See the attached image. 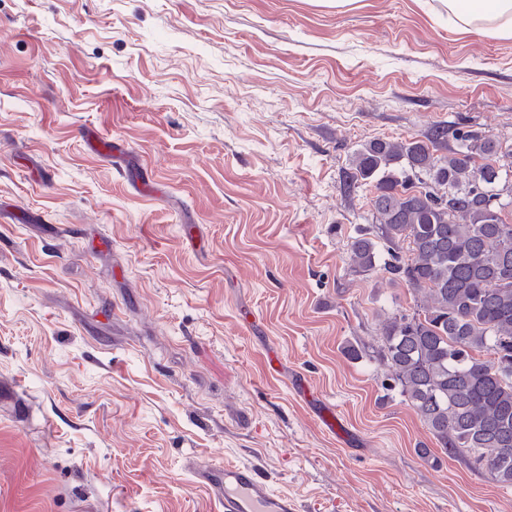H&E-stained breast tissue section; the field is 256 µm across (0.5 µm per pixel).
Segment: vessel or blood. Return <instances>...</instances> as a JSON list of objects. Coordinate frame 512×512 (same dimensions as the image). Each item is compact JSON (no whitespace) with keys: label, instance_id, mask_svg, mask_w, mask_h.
Instances as JSON below:
<instances>
[{"label":"vessel or blood","instance_id":"b4317fda","mask_svg":"<svg viewBox=\"0 0 512 512\" xmlns=\"http://www.w3.org/2000/svg\"><path fill=\"white\" fill-rule=\"evenodd\" d=\"M198 477L218 489L221 512H297L295 500L271 489L259 472L247 464L227 462L199 467Z\"/></svg>","mask_w":512,"mask_h":512}]
</instances>
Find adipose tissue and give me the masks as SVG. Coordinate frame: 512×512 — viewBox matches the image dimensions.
Segmentation results:
<instances>
[{
  "instance_id": "adipose-tissue-1",
  "label": "adipose tissue",
  "mask_w": 512,
  "mask_h": 512,
  "mask_svg": "<svg viewBox=\"0 0 512 512\" xmlns=\"http://www.w3.org/2000/svg\"><path fill=\"white\" fill-rule=\"evenodd\" d=\"M449 26L488 37L512 38V0H442Z\"/></svg>"
}]
</instances>
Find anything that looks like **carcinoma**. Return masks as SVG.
<instances>
[{"mask_svg": "<svg viewBox=\"0 0 512 512\" xmlns=\"http://www.w3.org/2000/svg\"><path fill=\"white\" fill-rule=\"evenodd\" d=\"M436 125L422 139L371 140L349 183L373 184L376 235L350 244L358 273L381 269L423 300L388 316L372 349L450 456L512 487V145ZM408 248H403V244Z\"/></svg>", "mask_w": 512, "mask_h": 512, "instance_id": "obj_1", "label": "carcinoma"}]
</instances>
